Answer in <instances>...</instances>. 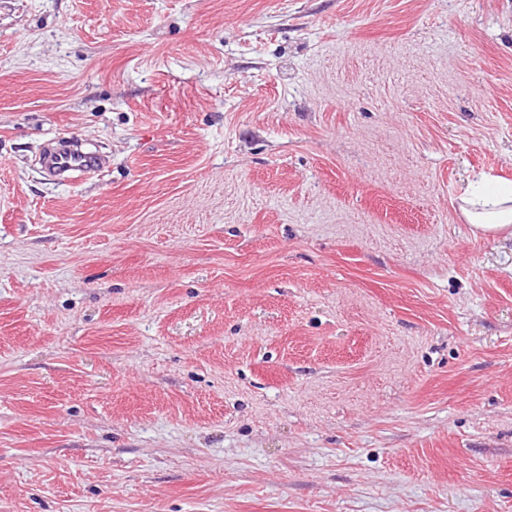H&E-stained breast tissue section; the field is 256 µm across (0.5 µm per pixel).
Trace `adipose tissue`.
Here are the masks:
<instances>
[{"label":"adipose tissue","mask_w":512,"mask_h":512,"mask_svg":"<svg viewBox=\"0 0 512 512\" xmlns=\"http://www.w3.org/2000/svg\"><path fill=\"white\" fill-rule=\"evenodd\" d=\"M460 212L474 231L512 238V184L485 191L476 200L462 196Z\"/></svg>","instance_id":"ef3b65f1"}]
</instances>
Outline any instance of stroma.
Wrapping results in <instances>:
<instances>
[{
  "mask_svg": "<svg viewBox=\"0 0 512 512\" xmlns=\"http://www.w3.org/2000/svg\"><path fill=\"white\" fill-rule=\"evenodd\" d=\"M480 178L512 0H0V512H512ZM41 163L45 170L58 181L74 179L75 175L89 177L96 171L98 163L82 149L81 143L71 140L61 149H43Z\"/></svg>",
  "mask_w": 512,
  "mask_h": 512,
  "instance_id": "obj_1",
  "label": "stroma"
}]
</instances>
